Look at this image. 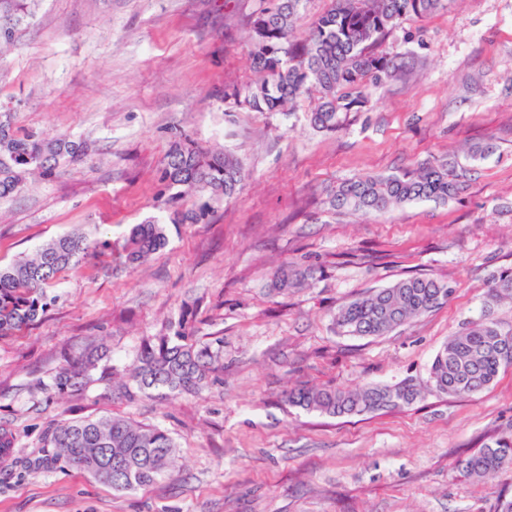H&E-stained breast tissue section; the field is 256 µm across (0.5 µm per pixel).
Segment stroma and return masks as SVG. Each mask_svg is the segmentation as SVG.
Returning a JSON list of instances; mask_svg holds the SVG:
<instances>
[{
    "label": "stroma",
    "instance_id": "35a3bbf8",
    "mask_svg": "<svg viewBox=\"0 0 512 512\" xmlns=\"http://www.w3.org/2000/svg\"><path fill=\"white\" fill-rule=\"evenodd\" d=\"M260 0H41L0 49V103L15 125L89 141L58 176L0 199V265L82 232L91 260L65 273L42 319L0 339V512H500L512 466L482 481L458 459L512 427V368L474 396L428 389L430 365L476 319L492 274L512 266V0H453L409 17L381 48L407 77L368 87L334 133L313 130L303 95L287 112L234 108L225 87L255 80L249 19ZM233 153L251 177L202 224H171L167 245L126 266L133 225L161 216L159 175L175 132ZM491 152L471 158L474 144ZM448 157L462 188L445 202L385 212L328 209L330 190L367 173ZM308 284L271 289L284 264ZM421 273L448 301L391 333L343 335L338 309ZM198 302L197 335L222 339L224 369L202 395L117 387L144 339ZM104 343L112 382L57 396L67 359ZM404 380L411 405L329 417L289 404V389L352 390ZM159 426L178 468L132 493L74 469L24 468L70 419Z\"/></svg>",
    "mask_w": 512,
    "mask_h": 512
}]
</instances>
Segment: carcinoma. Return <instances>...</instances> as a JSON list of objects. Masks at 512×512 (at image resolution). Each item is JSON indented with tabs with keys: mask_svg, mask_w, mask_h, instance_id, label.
I'll use <instances>...</instances> for the list:
<instances>
[{
	"mask_svg": "<svg viewBox=\"0 0 512 512\" xmlns=\"http://www.w3.org/2000/svg\"><path fill=\"white\" fill-rule=\"evenodd\" d=\"M303 0H268L249 22L252 65L259 79L224 91V98L253 112H287L295 100L314 89L319 93L307 113L310 126L334 133L347 116L366 106L367 85L382 86L399 76V65L377 44L409 16L427 18L444 10L451 0H332L302 41L294 38V20ZM38 0H0V43L11 41L18 27L34 16ZM90 154L84 141L67 135L53 138L17 130L10 111L0 113V198L22 189L28 176H52L63 165ZM455 163L437 159L401 173L366 174L338 184L327 197L329 209L352 213L384 212L419 201L446 202L461 184ZM249 178L239 159L227 152L199 146L187 136H174L159 176L161 206L172 224H198L212 203L233 198ZM193 198L192 207H185ZM167 242L163 222L134 225L123 247L131 265L147 261ZM81 233L43 244L32 257L0 267V337L36 322L52 298L48 289L62 273L94 253ZM314 270L277 271L273 290L300 288ZM453 289L446 283L417 275L356 298L339 309L335 322L346 336H383L448 301ZM490 304L438 351L429 369L431 388L444 395L473 396L489 388L501 371L512 367V328L491 317V305L512 300V267L492 276ZM197 307H183L157 336L140 347L136 363L127 370L124 389L140 392L166 389L199 394L224 369L220 346L195 335ZM107 357L94 343L80 357L66 361L55 376L59 393L78 392L112 372L100 361ZM421 396L415 384H369L355 390L331 386L288 390V402L328 416L375 413L413 404ZM177 446L156 426L114 417L77 419L59 425L46 438L34 464L38 469L75 468L118 493L154 483L176 468ZM512 465V432L489 439L483 448L459 460L469 478L480 480Z\"/></svg>",
	"mask_w": 512,
	"mask_h": 512,
	"instance_id": "cac0c4a2",
	"label": "carcinoma"
}]
</instances>
